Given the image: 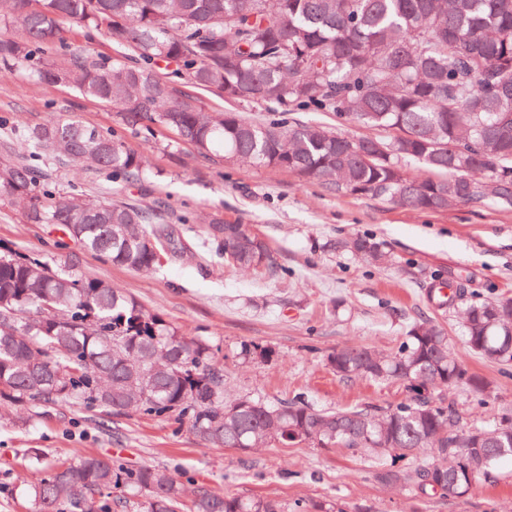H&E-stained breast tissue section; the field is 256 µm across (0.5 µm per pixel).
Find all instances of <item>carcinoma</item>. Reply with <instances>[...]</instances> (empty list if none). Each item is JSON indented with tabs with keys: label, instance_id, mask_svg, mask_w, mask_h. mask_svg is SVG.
I'll return each mask as SVG.
<instances>
[{
	"label": "carcinoma",
	"instance_id": "carcinoma-1",
	"mask_svg": "<svg viewBox=\"0 0 512 512\" xmlns=\"http://www.w3.org/2000/svg\"><path fill=\"white\" fill-rule=\"evenodd\" d=\"M123 49L90 58L64 25ZM29 72L112 107L124 130L169 131L199 156L267 166L338 195L425 212L460 204L512 208V0H0V76ZM228 103L267 106L264 122L206 110L179 84ZM288 112H328L338 128L288 124ZM380 131L355 137L344 127ZM37 158L131 182L143 157L115 130L64 116L26 127ZM413 162L422 174L410 176ZM0 195L30 224H57L92 253L134 272L161 269L171 249L199 255L154 214L110 199L64 193L28 161H0ZM212 258L243 272L271 269L269 249L214 217ZM381 264L367 236L334 243ZM457 317L468 348L512 362V299H472ZM336 376L400 383L394 405L315 409L304 396L270 403L231 397L211 345L190 337L112 285L37 255L0 252V412L29 422L33 402L95 406L114 416L172 417L199 441L244 453L277 445L348 448L394 461L378 484L417 497L460 498L512 457V416L469 426L447 391L489 392L483 375L451 352L436 324L419 321L389 353L348 344L327 357ZM421 461L398 466L396 460ZM25 480L36 512H112L108 490L142 496V512H183L184 485L170 470L96 456L59 467L31 450ZM192 512H288L277 499L198 489Z\"/></svg>",
	"mask_w": 512,
	"mask_h": 512
}]
</instances>
